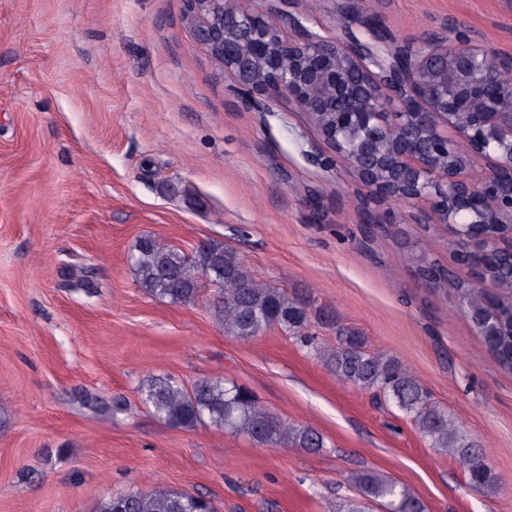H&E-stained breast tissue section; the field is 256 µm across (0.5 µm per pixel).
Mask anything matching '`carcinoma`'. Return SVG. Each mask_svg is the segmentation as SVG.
Here are the masks:
<instances>
[{
    "label": "carcinoma",
    "instance_id": "carcinoma-1",
    "mask_svg": "<svg viewBox=\"0 0 512 512\" xmlns=\"http://www.w3.org/2000/svg\"><path fill=\"white\" fill-rule=\"evenodd\" d=\"M417 275L431 288L453 292L465 306L489 352L505 370L512 371V265L492 256L485 264L496 291L478 288L470 281L456 280L448 268L422 251L416 256ZM136 282L149 295L171 303L195 300L207 276L222 285L210 303L213 318L224 335L238 340L279 328L298 337L318 355L341 381L373 390L409 418L429 441L430 447L458 458L469 481L492 488L496 474L476 451L474 441L461 432L448 410L432 401L419 378L394 356L367 349L365 337L336 325V344L322 345L309 335L310 312L305 300L287 290L261 282L238 253L223 242L207 239L187 252L161 237L140 238L130 256ZM142 400L158 419L171 427L193 429L201 424L242 433L261 448L324 447L323 437L307 426L281 420L249 390L224 379L203 378L187 386L170 377H156L140 387ZM348 481L360 499L348 498L336 512H366L361 500L383 501L387 512H426L423 501L403 484L370 471L350 474ZM214 512L210 501L161 486L103 497L94 512Z\"/></svg>",
    "mask_w": 512,
    "mask_h": 512
}]
</instances>
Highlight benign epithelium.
Instances as JSON below:
<instances>
[{"instance_id": "1", "label": "benign epithelium", "mask_w": 512, "mask_h": 512, "mask_svg": "<svg viewBox=\"0 0 512 512\" xmlns=\"http://www.w3.org/2000/svg\"><path fill=\"white\" fill-rule=\"evenodd\" d=\"M196 43L224 66L241 104L266 111L277 97L307 115L324 149L313 162L346 164L363 188L360 222L383 224L377 207L407 196L468 242L473 281L493 285L482 260L512 254V54L488 64L481 42L450 35L398 40L384 18L331 39L306 28L298 0H184ZM464 143L470 153L463 155ZM488 166L475 174L474 160ZM477 224H506L486 237Z\"/></svg>"}]
</instances>
